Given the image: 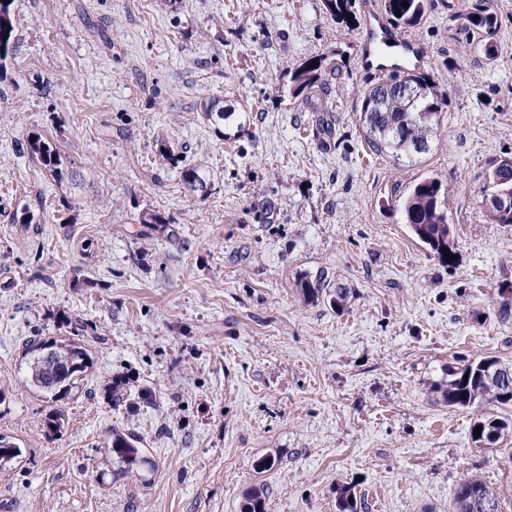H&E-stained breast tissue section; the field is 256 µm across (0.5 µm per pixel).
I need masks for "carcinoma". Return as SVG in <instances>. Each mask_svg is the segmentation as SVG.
<instances>
[{"instance_id": "cac0c4a2", "label": "carcinoma", "mask_w": 512, "mask_h": 512, "mask_svg": "<svg viewBox=\"0 0 512 512\" xmlns=\"http://www.w3.org/2000/svg\"><path fill=\"white\" fill-rule=\"evenodd\" d=\"M404 1L408 2L406 8L401 6ZM13 4L14 0H0V79L7 72L17 42V18ZM381 4L391 22L399 27L419 23L427 8V0H381ZM323 7L337 23L348 24L347 16L354 15L353 0H323ZM465 20L469 33L477 35L474 46L484 49L488 59L495 58L494 36L499 19L490 0H484L475 7ZM329 64L328 57L321 56L290 71L289 93L298 96L312 89L318 71ZM401 79L413 87L412 97L390 92L393 82ZM443 106L444 94L426 75L415 69L397 68L388 80L363 91L359 122L373 151L413 161L430 152L444 120ZM202 114L215 126L234 116L218 99L206 100ZM23 151L56 184L69 180L67 159L42 135L33 133L27 136ZM182 178L186 185L206 192L207 182L197 168H184ZM448 194V185L438 176L428 174L409 189L401 203L403 221L410 233L445 266L454 264L449 255L455 254L453 228L448 224ZM28 353L31 354L28 381L52 402L82 386L90 368L88 349L73 340L33 344ZM433 392L448 406L475 413L471 430L479 426L481 433L471 435V439L477 447L495 445L512 436V418L483 412L487 405L503 411L512 408V361L488 356L450 365L434 385ZM139 444L137 438L114 431L105 442V449L132 471L146 463L145 449ZM18 453V446L1 434L0 465L10 463ZM265 503L266 491L254 488L246 496L244 512H265ZM452 509L453 512H500V501L496 490L475 474L462 478L456 485ZM366 510L364 500L357 498L351 487L339 488L338 512Z\"/></svg>"}]
</instances>
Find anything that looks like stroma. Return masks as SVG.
I'll return each mask as SVG.
<instances>
[{
	"instance_id": "35a3bbf8",
	"label": "stroma",
	"mask_w": 512,
	"mask_h": 512,
	"mask_svg": "<svg viewBox=\"0 0 512 512\" xmlns=\"http://www.w3.org/2000/svg\"><path fill=\"white\" fill-rule=\"evenodd\" d=\"M479 0H430L389 26L447 92L430 154L369 149L360 93L385 80L371 34L322 0H15L17 44L0 82V512H337L353 487L368 512H452L475 473L512 512V460L476 447L472 415L430 390L456 358L512 360V226L478 191L512 155V0L487 59L462 29ZM331 54L309 97L290 69ZM236 121L215 134L201 111ZM40 133L69 157L58 186L19 147ZM173 157H162L158 140ZM194 166L201 193L181 173ZM448 183L457 255L446 267L411 236L401 197ZM32 224H16L22 210ZM155 211L163 224H143ZM347 288L303 297L304 276ZM90 323L93 366L51 402L26 379L28 341ZM65 416L50 430L54 411ZM134 435L128 471L103 448ZM138 444L141 442L137 438L112 430L109 439L105 442V449L111 456H115L119 462L125 464L128 471H133L146 463L145 449L139 448Z\"/></svg>"
}]
</instances>
